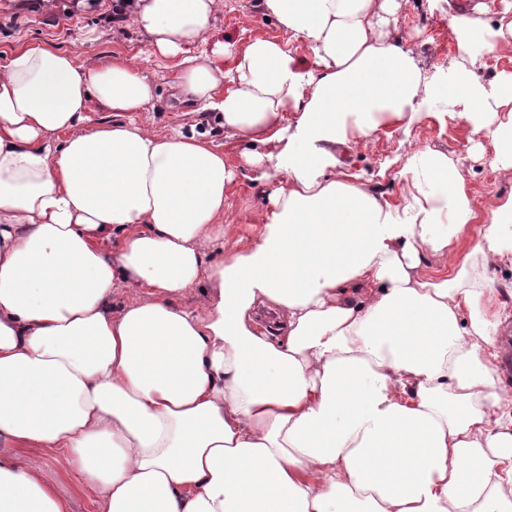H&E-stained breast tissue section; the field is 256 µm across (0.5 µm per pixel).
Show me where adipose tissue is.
<instances>
[{
    "instance_id": "adipose-tissue-1",
    "label": "adipose tissue",
    "mask_w": 512,
    "mask_h": 512,
    "mask_svg": "<svg viewBox=\"0 0 512 512\" xmlns=\"http://www.w3.org/2000/svg\"><path fill=\"white\" fill-rule=\"evenodd\" d=\"M220 3L121 5L184 100L281 180L258 239L215 264L236 171L205 132L76 129L93 102L145 111L154 88L132 62L41 45L0 62V512H68L21 447L56 449L104 512H512V397L486 309L489 259L512 265V199L435 280L421 253L451 251L477 217L459 163L416 151L396 206L336 169L337 146L419 116L423 76L390 36L399 0H260L308 44L304 73L274 38L202 48ZM448 20L466 66L512 44L510 17ZM466 66L437 103L512 169V74L484 85ZM204 280V313L174 305ZM121 288L138 297L116 310ZM260 305L282 339L258 331Z\"/></svg>"
}]
</instances>
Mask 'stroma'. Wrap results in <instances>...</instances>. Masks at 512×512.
<instances>
[{"label":"stroma","instance_id":"obj_1","mask_svg":"<svg viewBox=\"0 0 512 512\" xmlns=\"http://www.w3.org/2000/svg\"><path fill=\"white\" fill-rule=\"evenodd\" d=\"M279 34L276 22L266 21L259 0H223L207 41L240 47L253 38ZM397 36L412 49L419 68L433 85L447 83L458 62L456 37L448 23V0H401ZM34 44L53 47L81 60L106 61L119 54L134 61L136 69L156 88L155 99L146 111L135 113V120L161 133L177 126L203 124L209 142L237 169L226 200L234 221L225 225L224 248L213 251L211 261L222 260L224 253L253 242L277 181L259 179L256 171L242 166L241 155L249 148L246 141L225 132L216 119L206 118L194 105L178 100L177 68L172 62L157 60L140 32L113 22L110 0H87L83 6L77 0H0V59L20 46ZM370 141L367 149L337 147L336 156L345 172L360 175L368 189L394 205L401 202L404 193L408 144L460 161L479 219L468 225L452 253H422L419 267L426 277L447 276L482 237L489 225L490 209L512 198V169L492 168L490 140L437 107L423 110L421 119L411 124L373 133ZM30 454L41 459L44 480L67 498L70 512H102L100 494L87 489L81 477L60 462L55 452L34 448Z\"/></svg>","mask_w":512,"mask_h":512}]
</instances>
